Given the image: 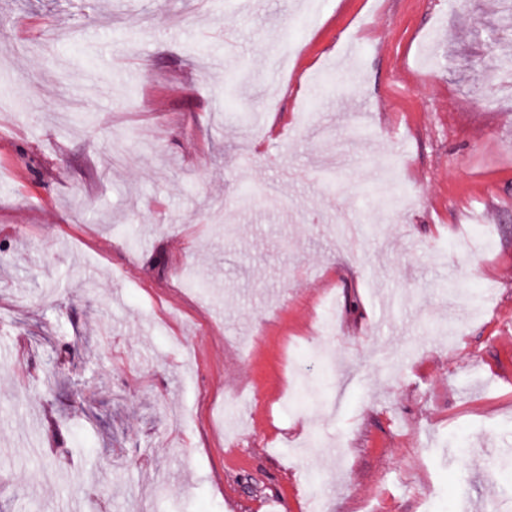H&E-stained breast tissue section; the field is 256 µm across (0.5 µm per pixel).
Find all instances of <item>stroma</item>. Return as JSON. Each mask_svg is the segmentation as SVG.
<instances>
[{
  "label": "stroma",
  "instance_id": "35a3bbf8",
  "mask_svg": "<svg viewBox=\"0 0 512 512\" xmlns=\"http://www.w3.org/2000/svg\"><path fill=\"white\" fill-rule=\"evenodd\" d=\"M300 3L0 0V512H512V0Z\"/></svg>",
  "mask_w": 512,
  "mask_h": 512
}]
</instances>
